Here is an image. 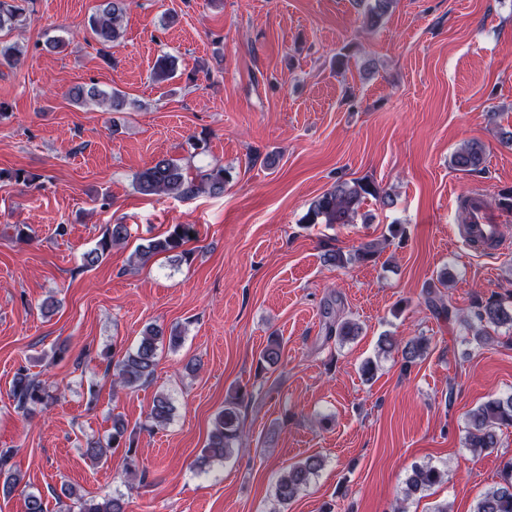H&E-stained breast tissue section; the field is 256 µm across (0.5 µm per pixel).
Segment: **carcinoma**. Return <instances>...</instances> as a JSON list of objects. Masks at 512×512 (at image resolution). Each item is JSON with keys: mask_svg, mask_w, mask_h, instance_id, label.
<instances>
[{"mask_svg": "<svg viewBox=\"0 0 512 512\" xmlns=\"http://www.w3.org/2000/svg\"><path fill=\"white\" fill-rule=\"evenodd\" d=\"M396 3V0H375V5L367 7L364 19L366 25L375 27L382 16ZM127 9V0H99L88 19V27L99 45L98 55L108 65L113 62V49L119 47L123 37L122 22ZM24 8L19 0H0V32L12 30L21 21ZM20 60L17 46L0 38V67L13 66ZM176 58L162 55L157 58L152 69L154 82L160 84L170 80L176 71ZM70 98L79 104H94L108 112H120L126 105V97L119 91L106 93L95 85H76L69 90ZM486 163L485 146L479 141L463 144L453 152L450 158L452 168L464 172H477ZM229 175L224 167L201 171L195 175L187 171L180 160L161 156L138 171L133 178L134 189L143 196H170L175 199L189 200L200 194L220 196L224 194ZM373 198L382 206L393 204L388 193L380 192L368 181L355 180L339 182L330 190L315 199L309 208L308 223L314 224L322 218L327 224H351L358 209L365 199ZM195 233L192 224H175L161 237L151 238L134 251L131 261L145 264L151 258L175 253L190 259V252L184 246L192 241ZM127 227L124 224H111L96 246L83 254V266L92 269L99 265L112 251V248L126 242ZM378 253V243L368 241L356 249L345 253L341 250H329L324 262L336 267H345L352 263H364L372 260ZM448 276L442 275L438 284H431L426 290L428 306L439 316L451 319L455 316L452 305L445 303L440 288L447 287ZM474 340L482 345L492 339V333L501 327H512V294L504 298L493 294L487 299L476 301L473 315L464 319ZM361 327L350 319L336 320L329 324L328 335L341 339L359 335ZM182 342V333L178 328L166 329L161 325L147 326L136 347L123 357L114 359L110 349L106 348L100 357L107 362L106 371L112 372L113 386L134 388L148 382L154 374L157 363L158 347L164 343L175 348ZM428 344L420 338L408 340L402 347V368L407 371L424 357ZM281 343L273 339L263 350L259 365L266 369L274 367L280 358ZM10 394L15 408L28 413L37 406H50L58 397L42 381L29 373L26 367L19 368L12 380ZM253 397L251 392H239L225 402L224 408L214 418L207 443L202 453V463L212 465L222 463L230 458L235 445L243 435L238 406L240 401ZM173 405L164 393L154 396L143 428L148 431L167 426L172 418ZM512 426V394L495 395L470 410L465 427V446L475 452L499 446V430ZM127 424L119 416H112V434L106 443L90 441L85 448V455L94 463L108 458V453L121 446H126L122 467L124 474L135 478L138 465L133 446L126 444ZM15 454L12 448H0V488L6 492L14 490L20 483L18 473L9 466ZM323 466L322 458L314 455L290 465L280 473L275 481L274 499L277 505L284 506L294 500L311 482ZM445 471L432 465L416 466L406 481L405 497L421 492L444 481ZM79 512H124V502L119 496L101 499L87 498L81 500ZM473 512H512V461L506 463L501 471L500 480L492 489L485 492L476 502Z\"/></svg>", "mask_w": 512, "mask_h": 512, "instance_id": "carcinoma-1", "label": "carcinoma"}]
</instances>
